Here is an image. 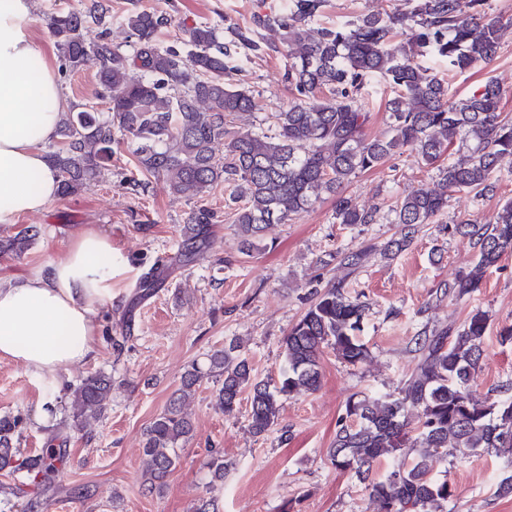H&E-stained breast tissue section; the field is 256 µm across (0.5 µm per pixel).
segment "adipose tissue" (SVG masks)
I'll use <instances>...</instances> for the list:
<instances>
[{"mask_svg":"<svg viewBox=\"0 0 512 512\" xmlns=\"http://www.w3.org/2000/svg\"><path fill=\"white\" fill-rule=\"evenodd\" d=\"M32 23V0H0L1 224L46 210L59 188L44 147L70 104L34 45ZM111 251V237L90 228L65 260L0 283V358L55 380L95 357L98 309L112 299V271L99 258Z\"/></svg>","mask_w":512,"mask_h":512,"instance_id":"obj_1","label":"adipose tissue"}]
</instances>
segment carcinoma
Segmentation results:
<instances>
[{"mask_svg": "<svg viewBox=\"0 0 512 512\" xmlns=\"http://www.w3.org/2000/svg\"><path fill=\"white\" fill-rule=\"evenodd\" d=\"M325 0H288L279 12L259 14L255 27L279 32L282 43L298 47L288 69L293 101L266 116L268 130H232L234 117L261 109L251 90L224 80L231 58L214 27L200 23L185 29L179 43L162 45L158 31L168 16L136 9L125 25L135 39L133 56L100 35L88 42V24L105 23L109 9L100 0L90 7L49 17L48 29L61 51L60 71L96 68L107 118L95 108L69 112L59 125L47 157L60 177V193H77L84 182L101 175L114 148L128 138L135 144L137 171L164 177L176 194L203 199L222 185L238 203L233 223L245 245L256 249L270 224H286L309 211L324 195L336 197L339 224H371L374 216L342 195V187L359 173L406 151L434 166L450 148L466 154L439 169L436 187H421L393 208L398 237L385 247L400 252L448 207V192L482 197L492 191L491 177L512 157V119L500 112L502 91L488 80L459 98L450 82L416 58L427 54L461 73L498 54L501 31L512 19L492 12L489 0H407V8L366 14L345 24L311 28ZM374 77L388 84L389 126L383 138L365 133L371 113L361 102ZM224 154H219V147ZM217 215L200 204L181 228L182 252L189 257L206 246ZM441 231L476 240V265L448 284L457 298L476 288L480 274L512 251V200L503 204L493 223L461 222ZM26 226L0 237V253L21 256L38 240ZM165 265L156 263L142 278L150 291L164 283ZM314 300L284 341V365L278 379H258L239 345L230 341L209 355L207 369L191 366L164 411L147 429V489L159 491L175 466L177 445L193 431L182 404L203 377L218 379L217 406L234 414L249 393L250 428L263 435L276 425L283 400L321 383L319 355L332 349L342 362L356 366L369 357L363 341L365 305L332 285L314 291ZM488 317L473 313L456 335L436 329L420 336L418 360L398 391L382 396L350 397L337 422L328 456L341 471H352L366 484L381 512H445L453 496L448 480L434 475L436 462L453 450L460 456L501 449L512 452V385L505 397L487 403L473 390L474 372L484 354ZM112 390L103 374L84 378L71 389L74 425L99 416ZM416 416L411 425L410 416ZM23 420L0 417V473L11 478L10 494L30 495L35 485L52 487L61 449L21 455L16 443ZM416 449L411 460L398 457L402 447Z\"/></svg>", "mask_w": 512, "mask_h": 512, "instance_id": "1", "label": "carcinoma"}]
</instances>
